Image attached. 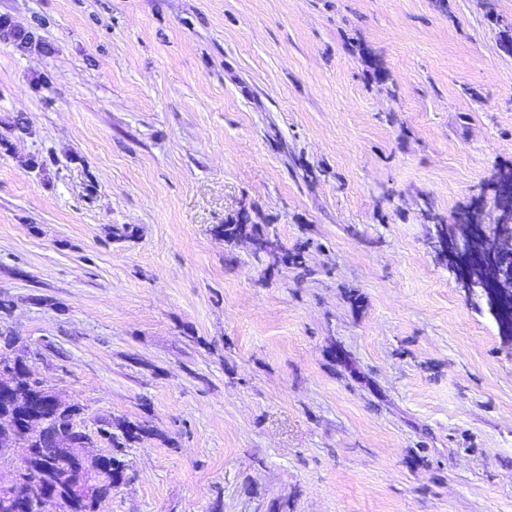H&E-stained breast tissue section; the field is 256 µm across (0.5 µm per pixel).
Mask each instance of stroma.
I'll return each mask as SVG.
<instances>
[{
    "label": "stroma",
    "instance_id": "35a3bbf8",
    "mask_svg": "<svg viewBox=\"0 0 512 512\" xmlns=\"http://www.w3.org/2000/svg\"><path fill=\"white\" fill-rule=\"evenodd\" d=\"M0 19V351L148 427L101 512H512V337L447 244L501 225L512 0ZM217 233L224 235V240L226 243H232L241 238H251L263 243H271L274 245L273 250L258 248L257 250L259 251L272 253L276 250L274 241L269 238L272 241L271 242L270 240L266 239L268 237H266L264 234H259L254 225L250 226L248 224H224L218 227ZM261 236L266 238H262Z\"/></svg>",
    "mask_w": 512,
    "mask_h": 512
}]
</instances>
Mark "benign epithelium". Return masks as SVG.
<instances>
[{
	"label": "benign epithelium",
	"instance_id": "7a95c632",
	"mask_svg": "<svg viewBox=\"0 0 512 512\" xmlns=\"http://www.w3.org/2000/svg\"><path fill=\"white\" fill-rule=\"evenodd\" d=\"M509 245L496 235L474 233L465 241L463 248L448 246V261L463 270L462 281L467 288L485 289L489 297L490 310L497 316L512 310V262L506 259ZM45 391L41 382H36L35 392L27 399L29 432L37 433L35 425L40 420V409L45 404ZM16 488L15 512H43L46 502H58L59 496L46 491H33L32 482L24 469L14 473Z\"/></svg>",
	"mask_w": 512,
	"mask_h": 512
}]
</instances>
